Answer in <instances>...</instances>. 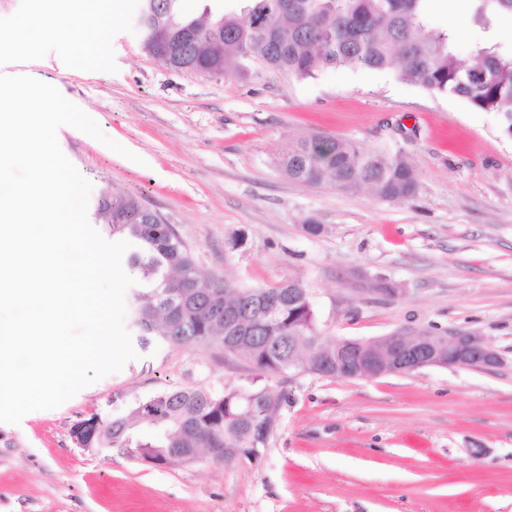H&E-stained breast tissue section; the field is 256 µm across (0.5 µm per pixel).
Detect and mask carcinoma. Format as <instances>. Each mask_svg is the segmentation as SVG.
<instances>
[{
    "label": "carcinoma",
    "instance_id": "carcinoma-1",
    "mask_svg": "<svg viewBox=\"0 0 512 512\" xmlns=\"http://www.w3.org/2000/svg\"><path fill=\"white\" fill-rule=\"evenodd\" d=\"M422 0H242L224 13V41L206 35L211 22L180 14L178 0H143L142 11L174 15L178 24L162 32L138 22L145 52L155 51L166 36L169 67L201 70L209 75L243 73L259 60L286 77L314 78L336 67L388 70L400 66L402 80L431 92L459 98L499 117L512 136V45L482 39L462 60L452 34L432 29ZM474 19L488 31L493 18L512 14V0H476ZM280 169L289 179L327 186L345 193L368 192L381 200L406 199L417 190V176L402 149L370 148L321 135L288 144ZM112 236L131 237L140 251L128 266L135 274L132 317L139 340L155 339L195 347L224 348L262 374L293 371L339 378L336 339L320 330L310 315L305 283L288 280L276 286L245 288L203 271L172 224H159L156 212L138 199L105 196L98 210ZM256 325L249 336H224V322L209 317L215 305ZM285 393L263 388H197L164 391L108 422L81 420L71 430L83 448H119L132 456L193 453L218 449L214 461L255 457L267 448L275 426L246 416L249 407L272 410L278 418Z\"/></svg>",
    "mask_w": 512,
    "mask_h": 512
}]
</instances>
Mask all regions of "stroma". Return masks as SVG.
<instances>
[{
	"label": "stroma",
	"instance_id": "1",
	"mask_svg": "<svg viewBox=\"0 0 512 512\" xmlns=\"http://www.w3.org/2000/svg\"><path fill=\"white\" fill-rule=\"evenodd\" d=\"M139 5L128 0L94 72L72 61L77 21L32 54L0 47V73L51 81L105 134L57 132L92 186V226L104 194L138 198L203 269L243 287L303 281L324 334L471 331L502 363L345 380L261 375L215 348L139 344L60 407L0 423V512H512V137L496 114L393 70L175 72L142 52ZM423 8L432 27L454 31L459 54L481 39L472 0ZM311 134L402 148L416 194L382 201L289 180L280 158ZM310 217L319 233L303 230ZM238 232L245 242L230 248ZM381 279L397 294L371 291ZM250 385L288 394L254 458L157 468L71 436L78 420L128 415L166 390Z\"/></svg>",
	"mask_w": 512,
	"mask_h": 512
}]
</instances>
